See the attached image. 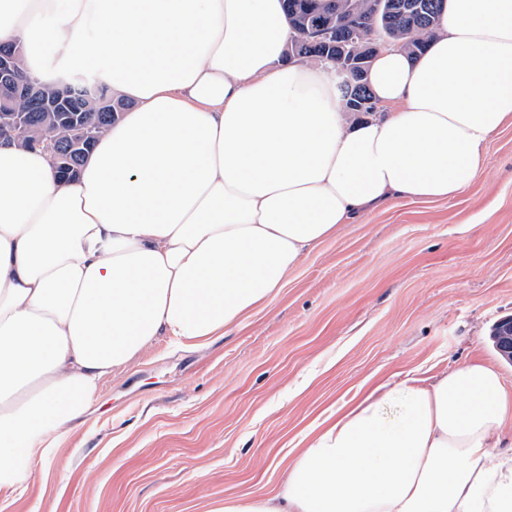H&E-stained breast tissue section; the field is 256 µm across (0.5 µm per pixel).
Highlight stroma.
<instances>
[{"label":"stroma","instance_id":"35a3bbf8","mask_svg":"<svg viewBox=\"0 0 512 512\" xmlns=\"http://www.w3.org/2000/svg\"><path fill=\"white\" fill-rule=\"evenodd\" d=\"M510 317L511 125L464 193L363 213L204 347L141 350L0 512H217L271 493L309 431L381 381L484 361L512 387L490 338Z\"/></svg>","mask_w":512,"mask_h":512}]
</instances>
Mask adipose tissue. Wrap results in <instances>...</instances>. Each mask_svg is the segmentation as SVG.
Returning a JSON list of instances; mask_svg holds the SVG:
<instances>
[{
	"instance_id": "ef3b65f1",
	"label": "adipose tissue",
	"mask_w": 512,
	"mask_h": 512,
	"mask_svg": "<svg viewBox=\"0 0 512 512\" xmlns=\"http://www.w3.org/2000/svg\"><path fill=\"white\" fill-rule=\"evenodd\" d=\"M292 37L281 0H0L31 76L132 103L69 183L0 143V495L147 345L223 335L355 216L458 196L512 125V0H446L418 59L383 47L378 117ZM219 512H512V388L482 362L383 382Z\"/></svg>"
}]
</instances>
